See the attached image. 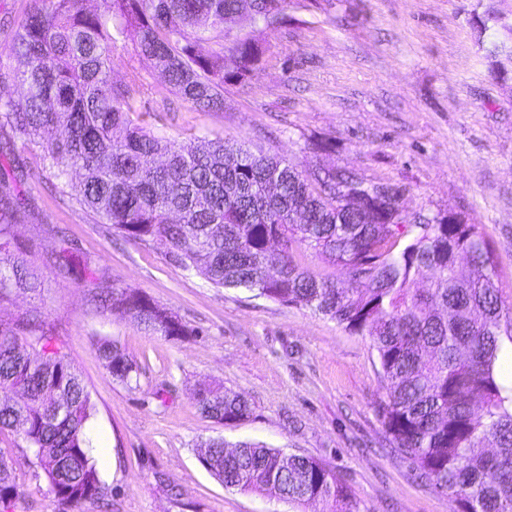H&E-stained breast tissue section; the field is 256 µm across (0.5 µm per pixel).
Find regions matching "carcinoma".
Returning <instances> with one entry per match:
<instances>
[{"label": "carcinoma", "mask_w": 512, "mask_h": 512, "mask_svg": "<svg viewBox=\"0 0 512 512\" xmlns=\"http://www.w3.org/2000/svg\"><path fill=\"white\" fill-rule=\"evenodd\" d=\"M287 0H31L8 54L22 92L0 94V131L21 141L68 195L129 241L162 242L184 270L216 288H243L311 310L366 336L379 363L375 412L386 444L448 495L454 512H512V393L497 380L512 316L496 281L490 243L460 216H414L401 191L357 175L299 164L244 142L192 136L178 143L136 117L138 79L112 78V51L131 42L171 91L198 112L224 108V82L257 70L263 47L244 21L274 28ZM22 176L0 178V308L42 287L14 227ZM311 248L348 280L304 268ZM427 280L429 287L416 284ZM96 306L121 309L170 339L192 335L149 298L113 285ZM127 386L138 367L116 339L96 341ZM200 413L233 424L248 400L222 385L196 392ZM94 404L38 308L0 319V433L36 449L55 496L76 508L103 496L87 427ZM199 459L224 487L293 506L360 512L327 464L261 442L210 437ZM21 495L0 451V503Z\"/></svg>", "instance_id": "carcinoma-1"}]
</instances>
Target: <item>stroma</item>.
<instances>
[{
  "mask_svg": "<svg viewBox=\"0 0 512 512\" xmlns=\"http://www.w3.org/2000/svg\"><path fill=\"white\" fill-rule=\"evenodd\" d=\"M30 0H0V91L17 93L6 51ZM288 21L260 31V70L224 84V109L197 112L174 95L129 43L113 53L114 80L138 76L149 127L260 145L303 165L355 171L400 187L406 213H457L478 225L496 260L497 283L512 308V61L492 55L512 24V0H288ZM328 139L331 150L308 144ZM23 169L27 207L15 228L36 259L67 249L91 257L94 278H62L43 267L38 294L0 310H43L95 414L87 432L103 499L81 512H294L255 493L228 490L198 458L201 440L262 442L333 468L361 512H450L447 495L422 479L383 441L375 405L383 395L368 337L311 311L215 288L183 270L163 243L126 240L62 197L22 144L0 169ZM131 288L177 315L192 336L145 333L126 313L92 309L91 289ZM119 339L140 368L137 387L113 378L93 336ZM220 382L248 399L245 421L222 425L196 405L199 386ZM23 495L0 512H74L50 491L31 448L0 433Z\"/></svg>",
  "mask_w": 512,
  "mask_h": 512,
  "instance_id": "1",
  "label": "stroma"
}]
</instances>
